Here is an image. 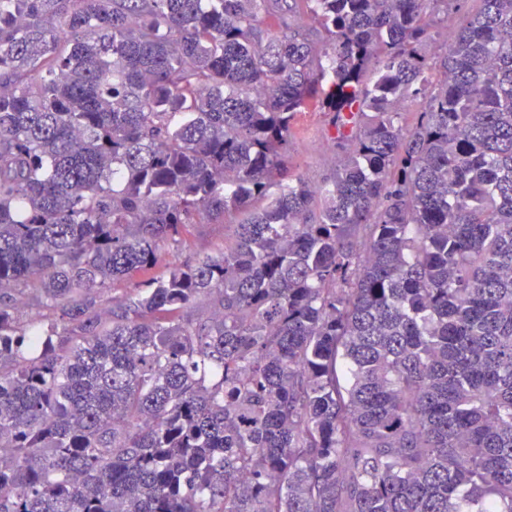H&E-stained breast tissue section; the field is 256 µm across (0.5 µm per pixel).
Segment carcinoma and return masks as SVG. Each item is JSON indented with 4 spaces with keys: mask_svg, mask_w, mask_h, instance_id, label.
Instances as JSON below:
<instances>
[{
    "mask_svg": "<svg viewBox=\"0 0 512 512\" xmlns=\"http://www.w3.org/2000/svg\"><path fill=\"white\" fill-rule=\"evenodd\" d=\"M448 2L0 0V512H512V0ZM481 7L479 0H464L456 8L448 10V20L444 19L441 13L440 22L433 30L429 41V53L432 58L442 56L446 48V38L448 32H453L464 22L468 15L476 12ZM433 49V50H432ZM330 117L315 102L297 114L289 147V161L294 174L317 182L336 168L340 154L327 135ZM190 224L180 238L178 250L166 248L161 262L150 272V276L162 277L168 273L172 263H180L187 258L213 252L224 245V225Z\"/></svg>",
    "mask_w": 512,
    "mask_h": 512,
    "instance_id": "carcinoma-1",
    "label": "carcinoma"
}]
</instances>
